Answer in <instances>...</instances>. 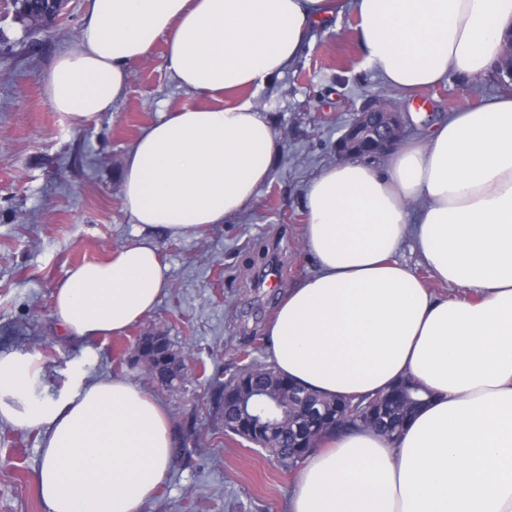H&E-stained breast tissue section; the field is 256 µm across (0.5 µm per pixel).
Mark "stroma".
<instances>
[{
    "label": "stroma",
    "mask_w": 512,
    "mask_h": 512,
    "mask_svg": "<svg viewBox=\"0 0 512 512\" xmlns=\"http://www.w3.org/2000/svg\"><path fill=\"white\" fill-rule=\"evenodd\" d=\"M65 20L26 26L16 0H0V349L36 351L55 388L74 371L87 379L121 375L166 407L174 463L144 512H287L297 474L244 439L225 434L213 402L214 378L242 365V350L271 363L267 328L288 288L311 275L303 243L309 181L339 161L336 142L372 96L397 100L408 138H421L448 113L501 93L494 76L404 95L367 68L347 10L316 27L302 57L266 87L242 91L268 112L278 154L254 206L197 237L158 236L168 285L155 309L126 332L74 345L52 311L55 286L74 265L107 260L136 240L121 180L133 142L162 114L202 99L179 89L165 66V43L129 67L124 98L82 124L54 112L39 77L81 36L86 0H70ZM277 269L276 287L265 285ZM160 331L192 350L185 380L171 389L149 379L135 357L140 336ZM38 432L0 422V512H46L35 485Z\"/></svg>",
    "instance_id": "1"
}]
</instances>
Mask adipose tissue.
<instances>
[{"instance_id":"ef3b65f1","label":"adipose tissue","mask_w":512,"mask_h":512,"mask_svg":"<svg viewBox=\"0 0 512 512\" xmlns=\"http://www.w3.org/2000/svg\"><path fill=\"white\" fill-rule=\"evenodd\" d=\"M351 9L366 64L403 94L489 74L512 0H87L82 34L41 72L54 111H112L129 66L165 40L178 87L210 98L151 124L128 150L125 211L139 241L70 269L52 294L71 342L118 335L167 285L155 233L190 237L240 216L277 154L265 86L312 29ZM304 240L316 272L269 324L276 368L328 398L411 377L433 394L395 438L332 433L303 460L288 512H512V95L449 113L383 166L349 158L308 184ZM411 244L452 297L397 255ZM0 421L41 435L47 512H143L173 462L170 417L125 377L51 392L39 353L0 351Z\"/></svg>"}]
</instances>
